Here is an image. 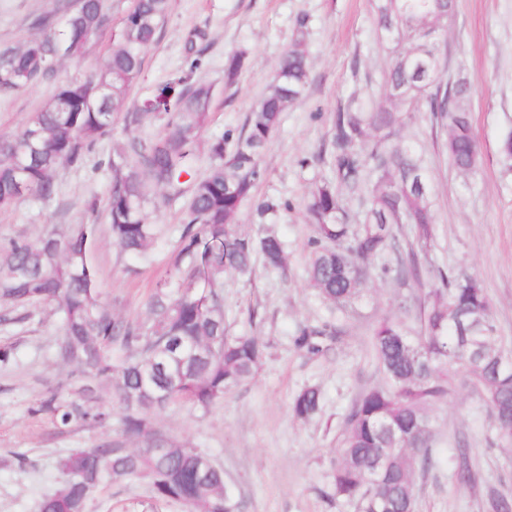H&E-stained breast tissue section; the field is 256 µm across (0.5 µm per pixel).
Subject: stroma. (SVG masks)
Listing matches in <instances>:
<instances>
[{
    "label": "stroma",
    "mask_w": 512,
    "mask_h": 512,
    "mask_svg": "<svg viewBox=\"0 0 512 512\" xmlns=\"http://www.w3.org/2000/svg\"><path fill=\"white\" fill-rule=\"evenodd\" d=\"M55 4L0 0V45L20 46L38 37L32 19ZM104 4L109 28L89 43L83 56L63 60L51 81L0 94V135L19 130L62 82L89 75L108 57L112 33L120 28L131 0ZM298 39L308 53L309 86L282 112L260 160L264 176L237 217L246 233L270 229L280 236L288 269L260 265L252 278H224L226 327L264 337L266 357L255 377L223 403L206 412L168 408L154 415L153 427L163 438L187 442L210 455L243 512H357L354 504L329 498V473L355 399L382 381L371 347L376 322L396 317L417 330L403 300L424 295L438 286L439 273L452 270L482 281L494 306L497 334L503 347L512 350V171L505 170L498 152L500 140L512 132V0H455L441 35L445 79L460 75L471 85L479 169L464 176L452 168L443 131L430 113H413L401 131L422 151L434 193L436 224L423 280L401 285L372 277L362 300L345 313L308 286L313 231L304 199L314 182L333 176L331 127L337 109L354 97L373 105L385 99L391 57L377 39L372 0H171L164 27L144 53L142 74L126 109L135 111L142 98L187 76L212 87L203 140L239 135L271 83L279 58ZM234 51L244 52L245 61L237 82L228 86L224 65ZM137 134L124 114L116 115L112 138L97 142L81 166L58 169L54 200L27 196L0 210V246L17 238L34 241L54 228L96 225L90 259L100 299L120 319L141 324L181 247L185 203L161 204L155 216L158 239L148 258L128 257L114 245L107 219V161L114 142H128ZM266 202L279 209L262 220L256 207ZM59 324V315L42 303L19 311L0 306V349L11 351L9 362L0 363V512H39L42 498L62 483L56 468L60 455L122 438L121 408L109 385L57 360ZM325 324L338 334L325 341L323 352L296 347L299 327ZM308 385L320 387L321 409L309 420L293 419L290 402ZM87 386L99 405L111 410L110 424L75 423L61 432L29 412L47 390L69 399ZM432 422L433 450L441 464L417 478V512H483L489 493L512 494V447L497 441L495 422L476 395L455 391L433 410ZM461 445L470 450L476 483H459L448 464ZM16 451L26 455L25 466L11 464ZM150 501L147 483L128 479L108 486L90 502L88 512H187L175 502L154 511Z\"/></svg>",
    "instance_id": "1"
}]
</instances>
